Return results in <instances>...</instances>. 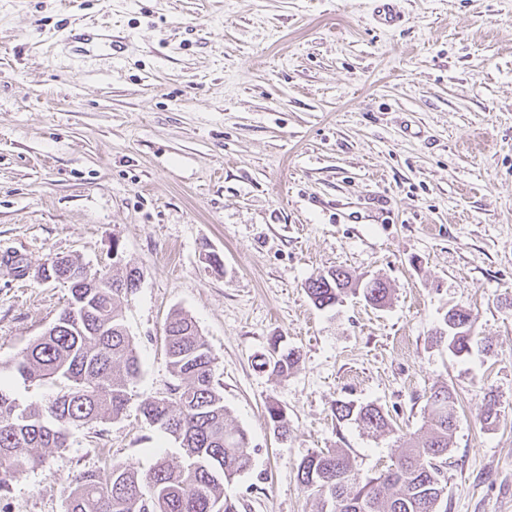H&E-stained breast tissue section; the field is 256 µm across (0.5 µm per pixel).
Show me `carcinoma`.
Segmentation results:
<instances>
[{
  "label": "carcinoma",
  "instance_id": "cac0c4a2",
  "mask_svg": "<svg viewBox=\"0 0 512 512\" xmlns=\"http://www.w3.org/2000/svg\"><path fill=\"white\" fill-rule=\"evenodd\" d=\"M102 271L87 279L76 258L51 262L53 278L69 284L70 299L53 323L23 350L14 363L29 382L51 380L60 390L39 406L23 405L7 381L0 379V493L30 469L42 465L48 452L68 448L71 431L93 423L118 420L132 399L141 373L138 350L124 322L128 295L140 285L137 268ZM314 305H336L352 288L348 271L337 268L306 283ZM365 300L376 307L387 303L390 289L379 279L362 285ZM476 319L465 310H452L435 331L456 356L470 354ZM161 345L177 383L165 395L141 401L146 423L168 435L182 450L173 464L156 454L142 473L127 463L103 470H85L67 482L66 512H239L236 500L224 494V483L251 465L247 433L228 423L217 358L196 322L183 312L171 313ZM300 354L270 342L260 368L288 376ZM425 432L400 438L399 453L386 470L363 474L343 448L305 457L298 467L300 483L317 496L323 512H439L445 495L448 443L457 425L456 398L443 386L427 398ZM278 434L288 437V424L279 404L267 405ZM338 421H353L374 435L395 431L388 412L374 404L336 403Z\"/></svg>",
  "mask_w": 512,
  "mask_h": 512
}]
</instances>
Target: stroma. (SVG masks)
<instances>
[{
	"label": "stroma",
	"mask_w": 512,
	"mask_h": 512,
	"mask_svg": "<svg viewBox=\"0 0 512 512\" xmlns=\"http://www.w3.org/2000/svg\"><path fill=\"white\" fill-rule=\"evenodd\" d=\"M397 7L405 24L383 30L372 0H0V374L23 404L57 388L12 362L70 296L42 265L108 271L117 252L143 274L125 307L142 363L125 415L73 431L0 512H65L81 470L180 462L137 410L175 382L160 345L175 311L216 354L251 441L224 485L240 512H319L301 460L344 448L378 474L440 386L459 412L448 512H512V0ZM74 25L111 28L122 53L74 68ZM337 267L384 281L388 303L316 308L306 282ZM452 308L493 354L433 342ZM276 336L300 352L285 378L259 367ZM489 391L500 417L485 425ZM339 400L381 406L395 433L336 421Z\"/></svg>",
	"instance_id": "35a3bbf8"
}]
</instances>
